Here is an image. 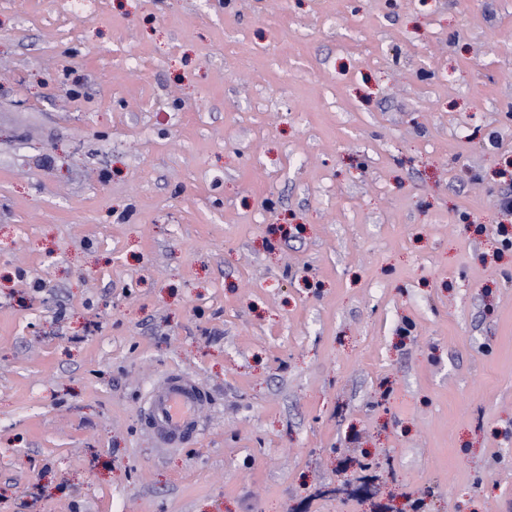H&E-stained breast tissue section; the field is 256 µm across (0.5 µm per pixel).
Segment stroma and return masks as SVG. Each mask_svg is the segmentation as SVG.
<instances>
[{"label": "stroma", "mask_w": 512, "mask_h": 512, "mask_svg": "<svg viewBox=\"0 0 512 512\" xmlns=\"http://www.w3.org/2000/svg\"><path fill=\"white\" fill-rule=\"evenodd\" d=\"M509 190L512 0H0V512H512ZM207 403V393L194 380L172 372L152 394L144 425L162 445L183 447L197 438Z\"/></svg>", "instance_id": "35a3bbf8"}]
</instances>
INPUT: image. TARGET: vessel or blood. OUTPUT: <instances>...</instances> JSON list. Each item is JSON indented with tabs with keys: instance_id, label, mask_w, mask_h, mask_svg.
<instances>
[{
	"instance_id": "b4317fda",
	"label": "vessel or blood",
	"mask_w": 512,
	"mask_h": 512,
	"mask_svg": "<svg viewBox=\"0 0 512 512\" xmlns=\"http://www.w3.org/2000/svg\"><path fill=\"white\" fill-rule=\"evenodd\" d=\"M207 402L206 392L194 380L170 373L152 394L144 425L162 445L185 446L199 434L200 413Z\"/></svg>"
}]
</instances>
